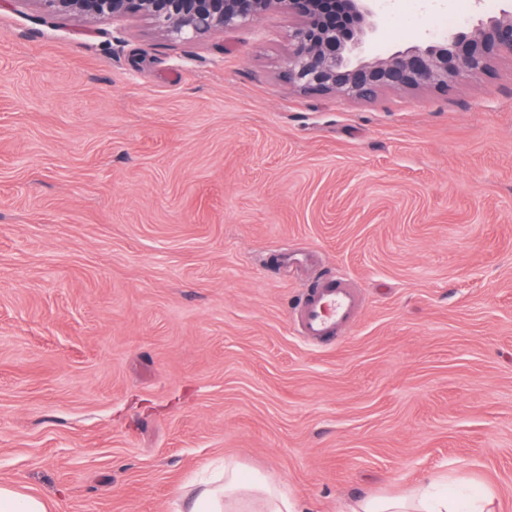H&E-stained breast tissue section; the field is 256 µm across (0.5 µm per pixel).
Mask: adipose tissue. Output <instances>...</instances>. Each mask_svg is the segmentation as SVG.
I'll list each match as a JSON object with an SVG mask.
<instances>
[{"label":"adipose tissue","mask_w":512,"mask_h":512,"mask_svg":"<svg viewBox=\"0 0 512 512\" xmlns=\"http://www.w3.org/2000/svg\"><path fill=\"white\" fill-rule=\"evenodd\" d=\"M452 494L431 496L419 485L398 496L353 500L346 512H460ZM187 512H304L300 501L283 492L269 478L226 464L220 476L201 483L189 498Z\"/></svg>","instance_id":"ef3b65f1"}]
</instances>
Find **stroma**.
<instances>
[{"label": "stroma", "instance_id": "1", "mask_svg": "<svg viewBox=\"0 0 512 512\" xmlns=\"http://www.w3.org/2000/svg\"><path fill=\"white\" fill-rule=\"evenodd\" d=\"M504 6L379 0L371 49ZM295 25L0 6V483L50 512H178L224 460L309 512L443 475L512 512V57L312 95ZM331 277L364 307L313 346ZM361 304L360 293L343 278L307 290L295 309L297 331L311 344L338 341Z\"/></svg>", "mask_w": 512, "mask_h": 512}]
</instances>
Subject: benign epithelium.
Wrapping results in <instances>:
<instances>
[{
    "label": "benign epithelium",
    "mask_w": 512,
    "mask_h": 512,
    "mask_svg": "<svg viewBox=\"0 0 512 512\" xmlns=\"http://www.w3.org/2000/svg\"><path fill=\"white\" fill-rule=\"evenodd\" d=\"M56 19L140 16L165 36L191 40L256 23L278 9L299 19L290 35L288 81L308 94L371 99L388 87L443 92L465 73L477 76L512 56V7L472 26L388 57L364 58L376 30L373 0H38Z\"/></svg>",
    "instance_id": "7a95c632"
}]
</instances>
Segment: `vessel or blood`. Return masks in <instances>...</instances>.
<instances>
[{"mask_svg": "<svg viewBox=\"0 0 512 512\" xmlns=\"http://www.w3.org/2000/svg\"><path fill=\"white\" fill-rule=\"evenodd\" d=\"M360 304L359 292L346 279H328L301 296L295 309L297 330L317 346L337 340L351 324Z\"/></svg>", "mask_w": 512, "mask_h": 512, "instance_id": "b4317fda", "label": "vessel or blood"}]
</instances>
